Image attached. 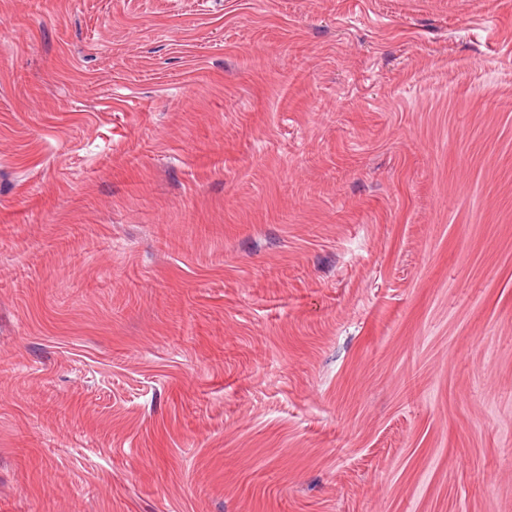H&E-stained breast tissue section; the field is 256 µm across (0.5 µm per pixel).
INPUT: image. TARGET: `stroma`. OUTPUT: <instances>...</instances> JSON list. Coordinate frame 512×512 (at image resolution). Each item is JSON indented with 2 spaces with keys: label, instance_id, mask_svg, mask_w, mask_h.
Returning <instances> with one entry per match:
<instances>
[{
  "label": "stroma",
  "instance_id": "stroma-1",
  "mask_svg": "<svg viewBox=\"0 0 512 512\" xmlns=\"http://www.w3.org/2000/svg\"><path fill=\"white\" fill-rule=\"evenodd\" d=\"M0 512H512V0H0Z\"/></svg>",
  "mask_w": 512,
  "mask_h": 512
}]
</instances>
